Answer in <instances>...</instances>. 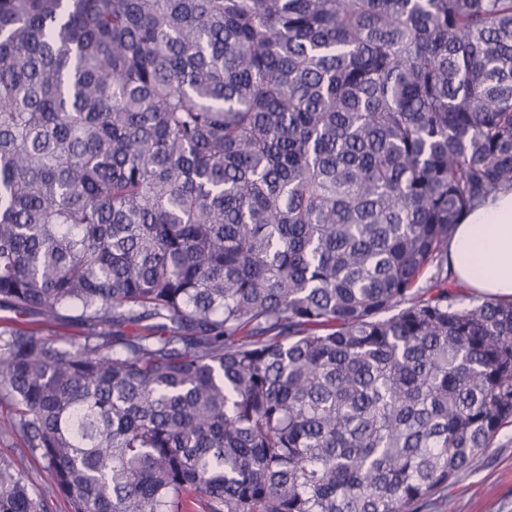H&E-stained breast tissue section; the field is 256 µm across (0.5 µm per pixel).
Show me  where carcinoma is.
<instances>
[{"label": "carcinoma", "instance_id": "cac0c4a2", "mask_svg": "<svg viewBox=\"0 0 512 512\" xmlns=\"http://www.w3.org/2000/svg\"><path fill=\"white\" fill-rule=\"evenodd\" d=\"M512 0H0V512H453L512 424ZM135 326L141 332L127 334ZM448 267L465 294L512 300V191L490 197L456 225ZM13 410L7 403H0V458L10 459L25 448L22 439L12 432Z\"/></svg>", "mask_w": 512, "mask_h": 512}]
</instances>
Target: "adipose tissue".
Returning <instances> with one entry per match:
<instances>
[{"label":"adipose tissue","mask_w":512,"mask_h":512,"mask_svg":"<svg viewBox=\"0 0 512 512\" xmlns=\"http://www.w3.org/2000/svg\"><path fill=\"white\" fill-rule=\"evenodd\" d=\"M448 266L476 295L512 300V191L490 197L456 225Z\"/></svg>","instance_id":"adipose-tissue-1"}]
</instances>
